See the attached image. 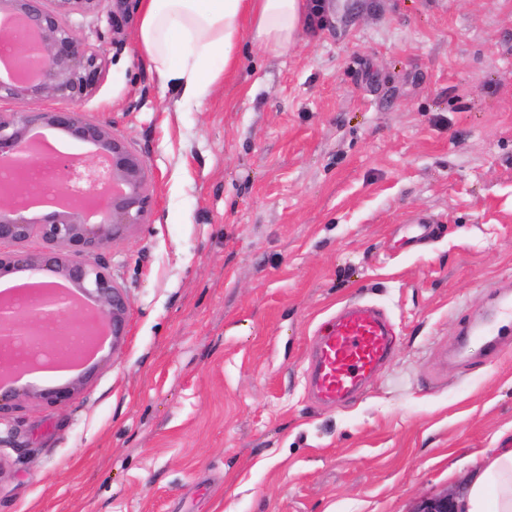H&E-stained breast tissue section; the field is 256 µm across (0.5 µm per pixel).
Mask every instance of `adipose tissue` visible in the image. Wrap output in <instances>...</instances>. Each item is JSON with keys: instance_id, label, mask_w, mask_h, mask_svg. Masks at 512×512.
Masks as SVG:
<instances>
[{"instance_id": "ef3b65f1", "label": "adipose tissue", "mask_w": 512, "mask_h": 512, "mask_svg": "<svg viewBox=\"0 0 512 512\" xmlns=\"http://www.w3.org/2000/svg\"><path fill=\"white\" fill-rule=\"evenodd\" d=\"M332 0H139L136 51L162 84L203 102L238 66L243 42L281 56L305 37ZM467 512H512V448L486 459L464 492Z\"/></svg>"}]
</instances>
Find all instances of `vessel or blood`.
Instances as JSON below:
<instances>
[{"instance_id":"vessel-or-blood-1","label":"vessel or blood","mask_w":512,"mask_h":512,"mask_svg":"<svg viewBox=\"0 0 512 512\" xmlns=\"http://www.w3.org/2000/svg\"><path fill=\"white\" fill-rule=\"evenodd\" d=\"M389 336L379 311L360 304L342 310L315 350L316 398L334 406L364 387L391 353Z\"/></svg>"}]
</instances>
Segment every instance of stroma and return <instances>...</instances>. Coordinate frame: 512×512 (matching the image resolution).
<instances>
[{"mask_svg": "<svg viewBox=\"0 0 512 512\" xmlns=\"http://www.w3.org/2000/svg\"><path fill=\"white\" fill-rule=\"evenodd\" d=\"M291 52L254 48L203 105L134 51L136 18L75 17L108 60L85 115L153 172L149 224L98 258L120 347L62 406L23 405L0 512H414L512 440V0H335ZM392 354L341 406L309 371L337 310Z\"/></svg>", "mask_w": 512, "mask_h": 512, "instance_id": "obj_1", "label": "stroma"}]
</instances>
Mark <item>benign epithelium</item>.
<instances>
[{
	"instance_id": "obj_1",
	"label": "benign epithelium",
	"mask_w": 512,
	"mask_h": 512,
	"mask_svg": "<svg viewBox=\"0 0 512 512\" xmlns=\"http://www.w3.org/2000/svg\"><path fill=\"white\" fill-rule=\"evenodd\" d=\"M133 0H112L108 17L112 32L120 33L130 17ZM106 0H0V15L22 20L25 36L15 43L8 35L17 33L0 27V44L11 47L27 59L21 75L0 79V103L24 106L20 112L0 111V159L15 158L26 167L40 163L41 155L28 149V130L42 127L59 131L94 151L55 166L50 178L62 179L59 191L78 178L86 189L63 209L41 216H29L24 198L29 186L18 181L0 188V277L16 273L43 275L38 282L42 297L27 310L17 301H0V425L23 403L65 405L84 391L88 375L43 390L20 392L10 386L13 374L23 371L16 351L23 340L39 330L43 321L71 312L72 299L52 289V280L68 282L84 303L89 316L112 337L117 349L126 333L129 298L112 277V270L95 259V254L149 223L152 214V173L145 159L115 135L112 125L87 118L82 105L98 90L107 61L96 47L82 40L73 16L99 15ZM62 101L65 108L44 103ZM112 182L123 191L109 195L105 185ZM92 205L99 209L97 223L84 220ZM31 240L36 250L24 249ZM415 512H462L455 499L446 494L424 499Z\"/></svg>"
}]
</instances>
